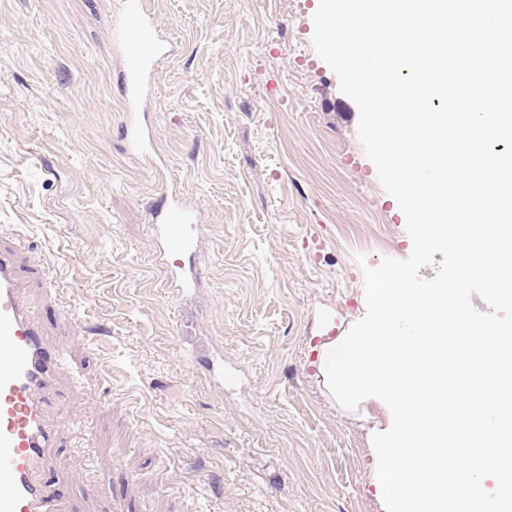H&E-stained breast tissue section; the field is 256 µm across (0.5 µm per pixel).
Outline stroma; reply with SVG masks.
<instances>
[{
    "label": "stroma",
    "instance_id": "35a3bbf8",
    "mask_svg": "<svg viewBox=\"0 0 512 512\" xmlns=\"http://www.w3.org/2000/svg\"><path fill=\"white\" fill-rule=\"evenodd\" d=\"M318 4L150 0L173 53L148 162L122 149L120 0H0V245L37 268L28 297L68 353L42 477L73 512H383L309 342L412 242L313 48ZM175 189L205 224L185 296L150 229Z\"/></svg>",
    "mask_w": 512,
    "mask_h": 512
}]
</instances>
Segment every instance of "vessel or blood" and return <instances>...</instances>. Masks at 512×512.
Listing matches in <instances>:
<instances>
[{
	"label": "vessel or blood",
	"mask_w": 512,
	"mask_h": 512,
	"mask_svg": "<svg viewBox=\"0 0 512 512\" xmlns=\"http://www.w3.org/2000/svg\"><path fill=\"white\" fill-rule=\"evenodd\" d=\"M120 5L112 39L123 60V137L127 154L146 157L154 149V133L140 105L170 44L150 17L146 0H120ZM201 229L197 210L173 193L166 195L151 227L166 254L175 258L169 273L185 289L196 285L194 258ZM22 288L13 252L0 250V512H68L67 502L38 475L54 439L45 411L54 402L64 353L46 343Z\"/></svg>",
	"instance_id": "obj_1"
}]
</instances>
